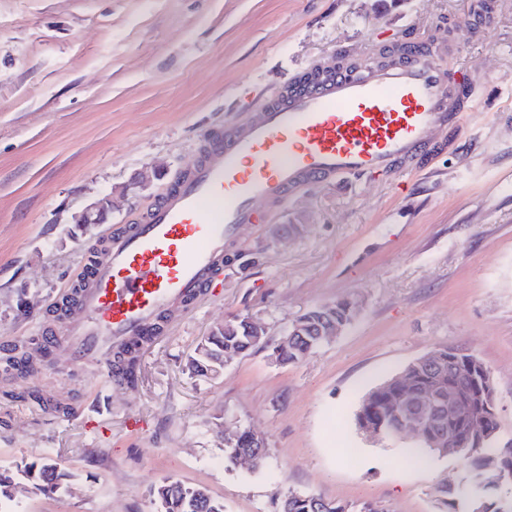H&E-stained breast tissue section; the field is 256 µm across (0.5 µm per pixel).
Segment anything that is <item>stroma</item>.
Returning a JSON list of instances; mask_svg holds the SVG:
<instances>
[{
    "mask_svg": "<svg viewBox=\"0 0 512 512\" xmlns=\"http://www.w3.org/2000/svg\"><path fill=\"white\" fill-rule=\"evenodd\" d=\"M494 5L485 30L479 0H0V354L48 340L88 246L141 223L205 134L245 125L293 78L429 39L473 78L469 137L438 130L419 166L310 187L243 225L223 286L142 349L136 388L36 351L30 385L74 413L0 401V471L48 461L71 491L0 512H158L168 480L205 487L224 512H279L291 491L445 512L439 488L461 484L460 461L417 468L411 441L368 440L354 415L408 363L457 348L489 368L512 438V0ZM107 195L106 221L75 228ZM339 298L359 306L351 326L272 362L293 320ZM247 315L266 343L219 377L190 376L196 345ZM217 419L264 437L262 468L225 464Z\"/></svg>",
    "mask_w": 512,
    "mask_h": 512,
    "instance_id": "35a3bbf8",
    "label": "stroma"
}]
</instances>
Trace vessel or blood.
I'll list each match as a JSON object with an SVG mask.
<instances>
[{
  "mask_svg": "<svg viewBox=\"0 0 512 512\" xmlns=\"http://www.w3.org/2000/svg\"><path fill=\"white\" fill-rule=\"evenodd\" d=\"M468 78L445 58L410 46L400 60L300 83L245 126L204 137L198 158L143 223L111 236L76 295L79 319H61L71 358L124 379L114 351L188 315V301L224 278V244L261 206L337 176L420 163L432 135L468 107Z\"/></svg>",
  "mask_w": 512,
  "mask_h": 512,
  "instance_id": "b4317fda",
  "label": "vessel or blood"
}]
</instances>
